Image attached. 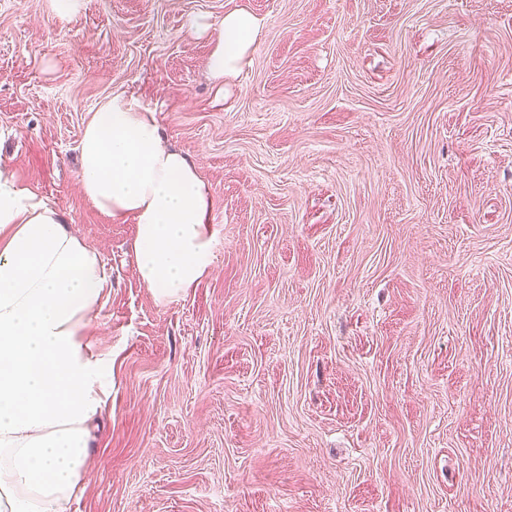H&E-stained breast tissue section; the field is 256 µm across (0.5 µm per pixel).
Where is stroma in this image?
Returning <instances> with one entry per match:
<instances>
[{"label":"stroma","instance_id":"stroma-1","mask_svg":"<svg viewBox=\"0 0 512 512\" xmlns=\"http://www.w3.org/2000/svg\"><path fill=\"white\" fill-rule=\"evenodd\" d=\"M80 2L0 0V161L107 278L69 512H512V0ZM116 94L211 186L213 271L170 302L79 186ZM215 29V45L207 66L212 78L222 81L237 75L248 63L256 48L260 25L248 10L237 8L225 13Z\"/></svg>","mask_w":512,"mask_h":512}]
</instances>
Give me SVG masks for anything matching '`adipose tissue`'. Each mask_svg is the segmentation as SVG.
Segmentation results:
<instances>
[{
    "instance_id": "adipose-tissue-1",
    "label": "adipose tissue",
    "mask_w": 512,
    "mask_h": 512,
    "mask_svg": "<svg viewBox=\"0 0 512 512\" xmlns=\"http://www.w3.org/2000/svg\"><path fill=\"white\" fill-rule=\"evenodd\" d=\"M208 59L213 79L248 63L260 25L225 13ZM80 186L105 216L132 217L141 282L171 300L210 273L211 187L167 146L153 113L117 96L79 142ZM106 277L98 250L47 199L0 164V512H68L80 491L92 425L108 398L109 360L87 332Z\"/></svg>"
}]
</instances>
